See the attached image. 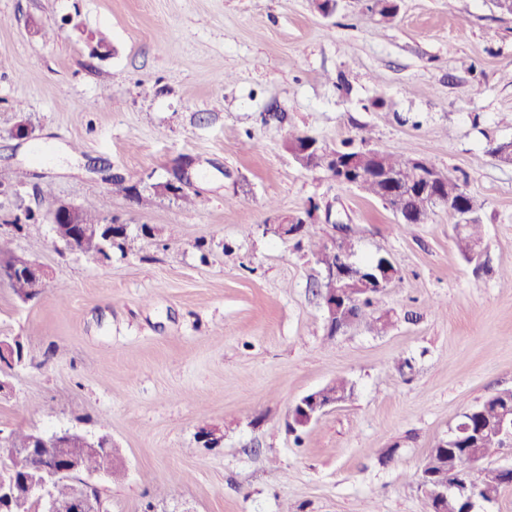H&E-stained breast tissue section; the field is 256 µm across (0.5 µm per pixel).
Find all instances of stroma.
Here are the masks:
<instances>
[{"label": "stroma", "mask_w": 512, "mask_h": 512, "mask_svg": "<svg viewBox=\"0 0 512 512\" xmlns=\"http://www.w3.org/2000/svg\"><path fill=\"white\" fill-rule=\"evenodd\" d=\"M363 126L478 201L487 268L458 254L447 210L401 224L284 148ZM510 140L512 14L492 0H398L390 24L373 0L328 17L310 0H0V173H29L0 188V238L49 275L25 303L0 283V336L30 352L0 430L110 436L126 478L92 477L102 512H430L426 455L512 388V163L488 152ZM183 166L193 206L156 190ZM54 200L127 225L124 250L15 229ZM307 210L304 235L275 233ZM343 232L355 261L399 269L383 333H328L310 242ZM338 378L351 397L290 431ZM340 401L325 400L321 391L311 392L303 396L292 409V415L302 418L305 424L318 419L327 408L336 405Z\"/></svg>", "instance_id": "35a3bbf8"}]
</instances>
